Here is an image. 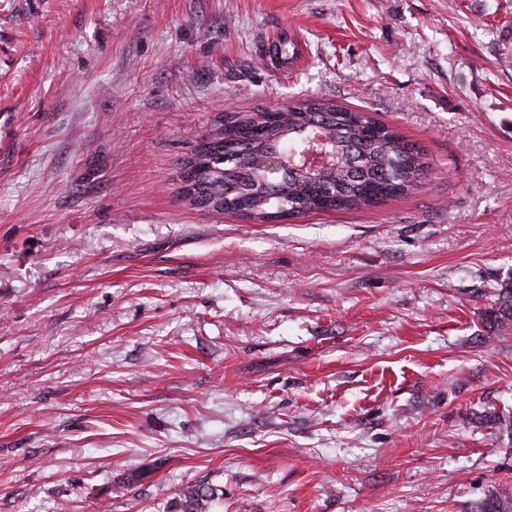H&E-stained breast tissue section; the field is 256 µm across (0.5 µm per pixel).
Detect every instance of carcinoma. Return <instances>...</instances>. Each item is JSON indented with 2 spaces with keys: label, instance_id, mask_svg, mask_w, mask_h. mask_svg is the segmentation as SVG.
<instances>
[{
  "label": "carcinoma",
  "instance_id": "1",
  "mask_svg": "<svg viewBox=\"0 0 512 512\" xmlns=\"http://www.w3.org/2000/svg\"><path fill=\"white\" fill-rule=\"evenodd\" d=\"M313 130L330 140L335 162L312 174L270 177L264 162L291 156ZM426 173L422 148L370 113L305 100L286 111L261 109L213 125L180 163L179 196L215 212L246 210L265 222L368 206L416 189ZM299 182L309 183L311 192L300 194ZM485 325L494 333L512 327V282L495 289ZM213 500V488L189 485L169 512H210ZM466 512H512V489L495 486Z\"/></svg>",
  "mask_w": 512,
  "mask_h": 512
}]
</instances>
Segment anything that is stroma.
Wrapping results in <instances>:
<instances>
[{"label": "stroma", "instance_id": "stroma-1", "mask_svg": "<svg viewBox=\"0 0 512 512\" xmlns=\"http://www.w3.org/2000/svg\"><path fill=\"white\" fill-rule=\"evenodd\" d=\"M310 98L422 187L177 198L216 118ZM511 280L512 0H0V512H465L512 484ZM493 305L486 311L485 325L490 332L506 331L512 326V282L494 291ZM214 490L204 484L189 485L171 502L169 512H211Z\"/></svg>", "mask_w": 512, "mask_h": 512}]
</instances>
